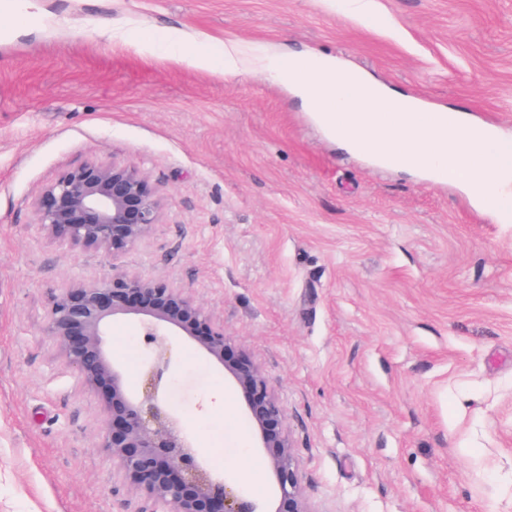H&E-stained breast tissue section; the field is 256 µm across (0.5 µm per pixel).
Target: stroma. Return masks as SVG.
Listing matches in <instances>:
<instances>
[{
  "instance_id": "obj_1",
  "label": "stroma",
  "mask_w": 512,
  "mask_h": 512,
  "mask_svg": "<svg viewBox=\"0 0 512 512\" xmlns=\"http://www.w3.org/2000/svg\"><path fill=\"white\" fill-rule=\"evenodd\" d=\"M228 50L327 51L512 140V0L0 7V512H154L98 444L100 396L44 333L52 295L115 273L188 291L249 350L315 512H512V223L457 183L340 151L289 90L225 73ZM92 160L136 167L162 198L115 256L61 247L33 210ZM134 338L116 317L108 347L138 391ZM170 343L165 403L205 466L272 512L222 367Z\"/></svg>"
}]
</instances>
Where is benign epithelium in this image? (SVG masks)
<instances>
[{
    "instance_id": "1",
    "label": "benign epithelium",
    "mask_w": 512,
    "mask_h": 512,
    "mask_svg": "<svg viewBox=\"0 0 512 512\" xmlns=\"http://www.w3.org/2000/svg\"><path fill=\"white\" fill-rule=\"evenodd\" d=\"M33 206L37 223L60 245L114 253L134 245L161 217L156 188L142 172L119 162L91 161L65 171ZM119 315L135 318L138 339L152 353L140 393L128 389L122 367L109 355L107 329ZM174 331L229 373L275 481L272 512H313L286 434L284 408L261 367L184 290L114 274L54 296L45 333L83 383L101 395L105 423L99 445L128 487L162 512H262L234 476H216L204 467L162 398L171 374L168 336Z\"/></svg>"
}]
</instances>
